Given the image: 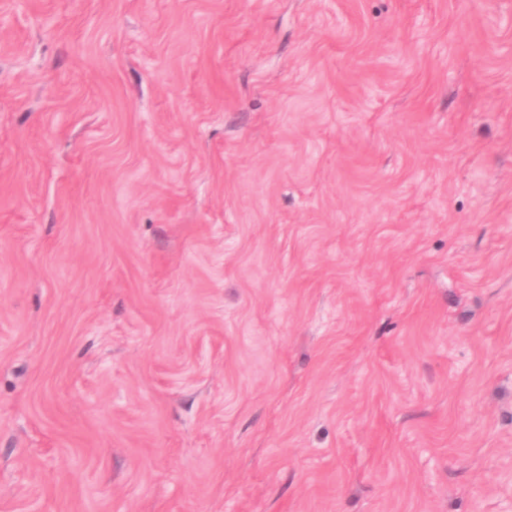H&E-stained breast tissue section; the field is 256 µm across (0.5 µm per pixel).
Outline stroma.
Returning a JSON list of instances; mask_svg holds the SVG:
<instances>
[{"label":"stroma","instance_id":"obj_1","mask_svg":"<svg viewBox=\"0 0 512 512\" xmlns=\"http://www.w3.org/2000/svg\"><path fill=\"white\" fill-rule=\"evenodd\" d=\"M0 512H512V0H0Z\"/></svg>","mask_w":512,"mask_h":512}]
</instances>
